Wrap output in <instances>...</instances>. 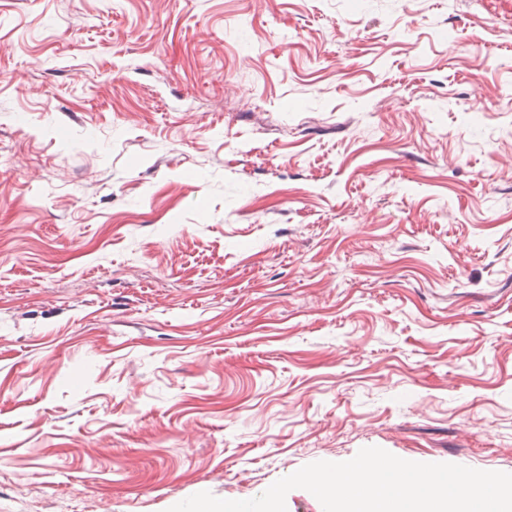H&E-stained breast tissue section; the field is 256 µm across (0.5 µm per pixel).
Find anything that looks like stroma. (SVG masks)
Masks as SVG:
<instances>
[{
    "instance_id": "stroma-1",
    "label": "stroma",
    "mask_w": 512,
    "mask_h": 512,
    "mask_svg": "<svg viewBox=\"0 0 512 512\" xmlns=\"http://www.w3.org/2000/svg\"><path fill=\"white\" fill-rule=\"evenodd\" d=\"M511 95L512 0H0V512L512 473Z\"/></svg>"
}]
</instances>
